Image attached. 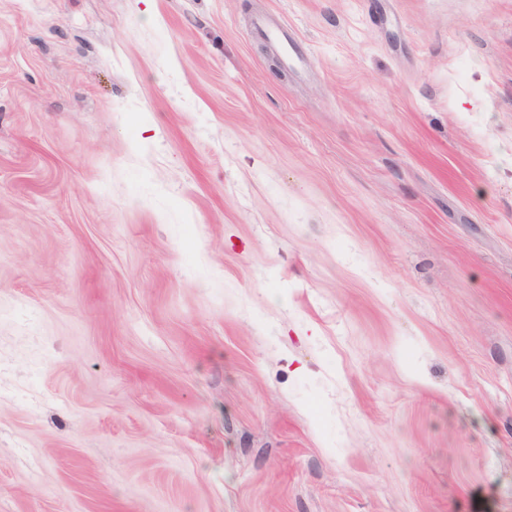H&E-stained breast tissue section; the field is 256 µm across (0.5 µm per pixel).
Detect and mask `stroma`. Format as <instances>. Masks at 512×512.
Masks as SVG:
<instances>
[{
	"mask_svg": "<svg viewBox=\"0 0 512 512\" xmlns=\"http://www.w3.org/2000/svg\"><path fill=\"white\" fill-rule=\"evenodd\" d=\"M0 512H512V0H0Z\"/></svg>",
	"mask_w": 512,
	"mask_h": 512,
	"instance_id": "35a3bbf8",
	"label": "stroma"
}]
</instances>
